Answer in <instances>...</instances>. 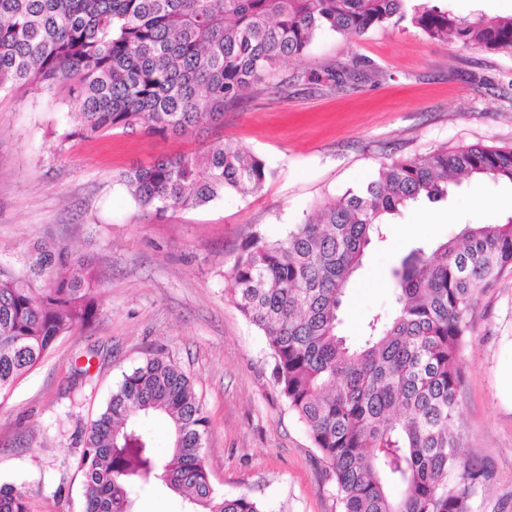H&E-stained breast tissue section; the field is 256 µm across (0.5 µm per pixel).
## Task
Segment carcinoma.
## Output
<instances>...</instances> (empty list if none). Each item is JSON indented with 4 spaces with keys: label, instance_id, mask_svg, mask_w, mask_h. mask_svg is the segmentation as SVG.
Returning a JSON list of instances; mask_svg holds the SVG:
<instances>
[{
    "label": "carcinoma",
    "instance_id": "carcinoma-1",
    "mask_svg": "<svg viewBox=\"0 0 512 512\" xmlns=\"http://www.w3.org/2000/svg\"><path fill=\"white\" fill-rule=\"evenodd\" d=\"M0 0V91L18 87L79 101L62 137L138 127L186 136L224 126V112L280 91L278 68L316 35L356 40L406 23L427 38L512 50V17L462 18L435 0ZM269 170L212 138L199 152L157 158L120 177L157 215L259 192ZM512 184V147L440 148L383 162L364 187L318 206L279 239L255 231L228 275L231 302L266 339L272 375L308 430L342 512H473L492 471L460 448L461 362L476 302L512 273V216L466 224L394 271V307L362 342L339 335L346 287L372 236L417 203L447 199L448 182ZM15 270L0 265V397L62 337L94 319L100 278L53 241L33 243ZM164 419L172 454L141 424ZM209 421L190 378L160 354L113 391L84 432L77 467L83 512H134L133 494L165 488L186 512H264L246 493L212 487L203 456ZM23 485H0V512H31Z\"/></svg>",
    "mask_w": 512,
    "mask_h": 512
}]
</instances>
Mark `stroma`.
<instances>
[{
	"mask_svg": "<svg viewBox=\"0 0 512 512\" xmlns=\"http://www.w3.org/2000/svg\"><path fill=\"white\" fill-rule=\"evenodd\" d=\"M354 59L368 63L356 89L309 79ZM279 75L283 92L224 115L225 140L269 168L263 190L161 217L138 206L121 174L203 149L207 135L116 130L64 141L58 133L76 100L0 93V262L18 264L28 245L50 239L89 258L102 279L95 320L59 340L0 400V483L25 485L33 512H82L81 437L124 374L156 352L194 384L218 493H247L265 512H341L319 451L274 382L264 336L226 293V274L252 230L286 235L318 204L372 180L381 162L442 147L512 146V50L435 42L411 27L355 41L323 33ZM510 216L512 186L481 180L403 210L367 248L341 334L360 343L368 321L391 312L393 271L411 250ZM462 363L463 451L497 476L475 510L512 512V275L480 296ZM82 367L88 377H78Z\"/></svg>",
	"mask_w": 512,
	"mask_h": 512,
	"instance_id": "1",
	"label": "stroma"
}]
</instances>
